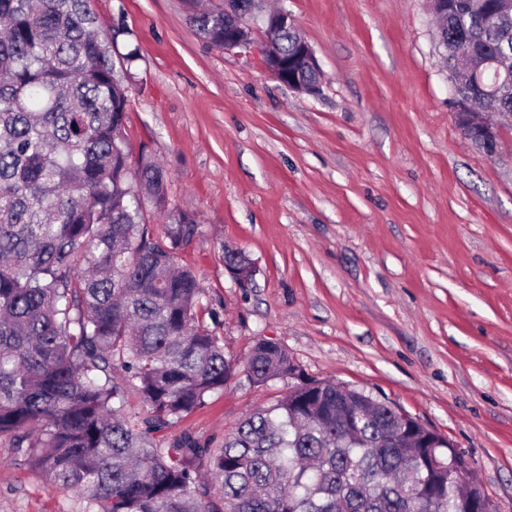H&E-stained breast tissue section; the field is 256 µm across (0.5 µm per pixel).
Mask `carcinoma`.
<instances>
[{"label":"carcinoma","mask_w":512,"mask_h":512,"mask_svg":"<svg viewBox=\"0 0 512 512\" xmlns=\"http://www.w3.org/2000/svg\"><path fill=\"white\" fill-rule=\"evenodd\" d=\"M253 7L190 24L222 47ZM119 35L91 0H0V439L77 492V512H460L445 438L370 392L306 377L275 342L256 340L242 366L225 353L199 279L177 267L200 224L170 208L165 169L125 139L138 49L115 64ZM443 38L463 80L485 61L499 74L476 88L480 111L512 113L499 0H448ZM277 39L289 79L318 84L291 18ZM148 209L166 219L161 238ZM223 259L252 284L243 252ZM290 373L288 393L246 413L218 451L150 438L240 375L263 386ZM128 387L141 429L113 406Z\"/></svg>","instance_id":"obj_1"}]
</instances>
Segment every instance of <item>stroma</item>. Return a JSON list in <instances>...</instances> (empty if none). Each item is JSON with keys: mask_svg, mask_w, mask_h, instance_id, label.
Returning a JSON list of instances; mask_svg holds the SVG:
<instances>
[{"mask_svg": "<svg viewBox=\"0 0 512 512\" xmlns=\"http://www.w3.org/2000/svg\"><path fill=\"white\" fill-rule=\"evenodd\" d=\"M92 0L138 47L126 137L169 173L173 210L201 230L177 252L218 314L237 360L256 339L302 372L386 397L467 457L474 480L512 512V126L496 155L466 139L426 0H273L312 46L323 79L307 94L252 50L201 38L196 4ZM255 266L251 287L224 246ZM287 379L245 378L155 433L219 449ZM0 441V512H75Z\"/></svg>", "mask_w": 512, "mask_h": 512, "instance_id": "obj_1", "label": "stroma"}]
</instances>
